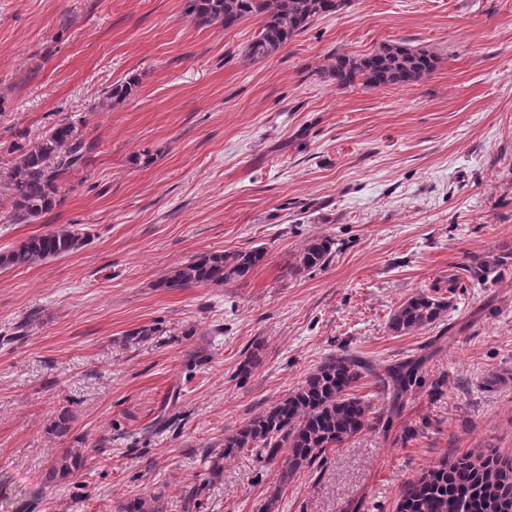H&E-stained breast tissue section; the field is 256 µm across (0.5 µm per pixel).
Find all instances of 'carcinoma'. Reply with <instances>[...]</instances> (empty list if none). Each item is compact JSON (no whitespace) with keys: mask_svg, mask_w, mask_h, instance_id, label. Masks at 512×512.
I'll return each instance as SVG.
<instances>
[{"mask_svg":"<svg viewBox=\"0 0 512 512\" xmlns=\"http://www.w3.org/2000/svg\"><path fill=\"white\" fill-rule=\"evenodd\" d=\"M351 0H189L188 13L200 26L214 22L229 29L245 21H257L258 34L247 47L252 59H262L285 47L316 21L335 14ZM438 57L425 49L404 43L383 44L367 55H334L328 75L336 89L357 85L367 89L412 87L435 70ZM135 83H114L108 98L120 103L129 97ZM91 145L79 137L75 127L62 123L47 131L32 147L20 154L10 176L8 216L15 223H33L58 202L63 179L87 163ZM86 243L82 229L69 224L31 237L14 248L0 252V268L25 267L80 250ZM334 239L317 235L285 265L286 274L296 278L325 266ZM267 255L263 246L206 253L171 270L156 287L169 291L206 286H224L243 281ZM472 287L493 288L512 274V249L495 255H476L461 267ZM450 300L420 291L390 313L386 328L401 336L441 319ZM157 333L143 326L129 331L128 345H138ZM260 348L250 352L238 366V376L248 378L261 365ZM365 359L343 349L329 354L303 383L266 412L249 420L224 437V448L210 460V473L220 472V460L250 452L274 461L282 456L280 472L284 484L298 471L322 458L325 450L368 429L371 405L352 393L355 384L371 374ZM383 391L399 407L402 398L422 386V360L408 358L389 366L376 377ZM85 464L80 448H67L51 464L48 478L65 481ZM121 512H165L158 499H134ZM397 512H512V461L495 453L465 455L438 464L398 490Z\"/></svg>","mask_w":512,"mask_h":512,"instance_id":"obj_1","label":"carcinoma"}]
</instances>
